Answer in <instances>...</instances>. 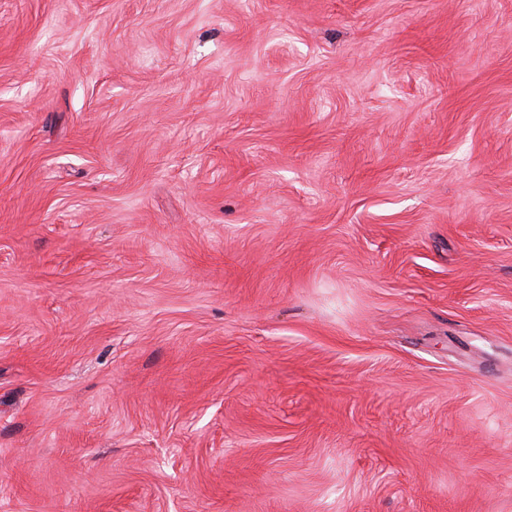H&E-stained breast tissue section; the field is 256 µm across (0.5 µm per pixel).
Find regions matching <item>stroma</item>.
<instances>
[{
	"mask_svg": "<svg viewBox=\"0 0 512 512\" xmlns=\"http://www.w3.org/2000/svg\"><path fill=\"white\" fill-rule=\"evenodd\" d=\"M0 512H512V0H0Z\"/></svg>",
	"mask_w": 512,
	"mask_h": 512,
	"instance_id": "1",
	"label": "stroma"
}]
</instances>
